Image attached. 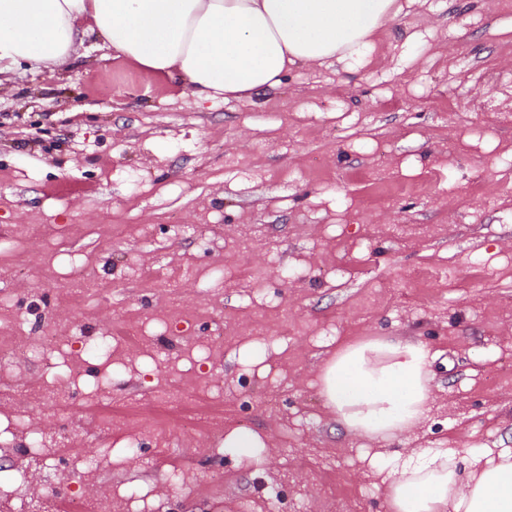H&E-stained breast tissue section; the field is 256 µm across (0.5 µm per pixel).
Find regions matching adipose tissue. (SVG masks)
Returning <instances> with one entry per match:
<instances>
[{"label":"adipose tissue","instance_id":"1","mask_svg":"<svg viewBox=\"0 0 512 512\" xmlns=\"http://www.w3.org/2000/svg\"><path fill=\"white\" fill-rule=\"evenodd\" d=\"M401 11L397 0H0V75L65 66L78 43L178 84L200 104L276 87L297 63L352 67ZM423 345H348L325 365L328 407L351 434L377 442L415 427L430 397ZM390 512H512V455L472 453L460 477L448 448L380 456Z\"/></svg>","mask_w":512,"mask_h":512}]
</instances>
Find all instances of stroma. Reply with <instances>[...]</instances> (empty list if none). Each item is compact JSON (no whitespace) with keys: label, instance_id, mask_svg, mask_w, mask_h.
<instances>
[{"label":"stroma","instance_id":"obj_1","mask_svg":"<svg viewBox=\"0 0 512 512\" xmlns=\"http://www.w3.org/2000/svg\"><path fill=\"white\" fill-rule=\"evenodd\" d=\"M399 2L366 63L295 65L248 100L185 105L93 35L68 68L0 83V301L21 312L0 327V392L46 388L10 337L111 336L112 356L79 355L111 404L58 417L87 462L111 441L101 479L140 512H389L376 453L454 448L464 474L470 452H512V196L496 194L512 160V0ZM395 181L411 192L374 200ZM74 266L100 286L76 308L62 293ZM435 266L447 278L417 282ZM375 338L435 358L427 416L380 443L346 434L320 384L338 350ZM218 383L225 431L264 443L253 457L169 464L162 442L129 447L124 417L177 430ZM178 386L191 399L173 408ZM27 418L0 408V512L16 474L58 492Z\"/></svg>","mask_w":512,"mask_h":512}]
</instances>
